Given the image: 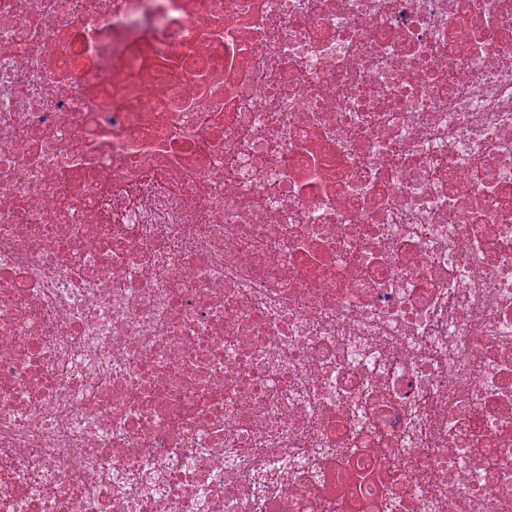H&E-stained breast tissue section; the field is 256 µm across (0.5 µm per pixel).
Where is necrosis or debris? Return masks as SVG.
<instances>
[{"label": "necrosis or debris", "mask_w": 512, "mask_h": 512, "mask_svg": "<svg viewBox=\"0 0 512 512\" xmlns=\"http://www.w3.org/2000/svg\"><path fill=\"white\" fill-rule=\"evenodd\" d=\"M0 512H512V0H0Z\"/></svg>", "instance_id": "4bbe7bcc"}]
</instances>
